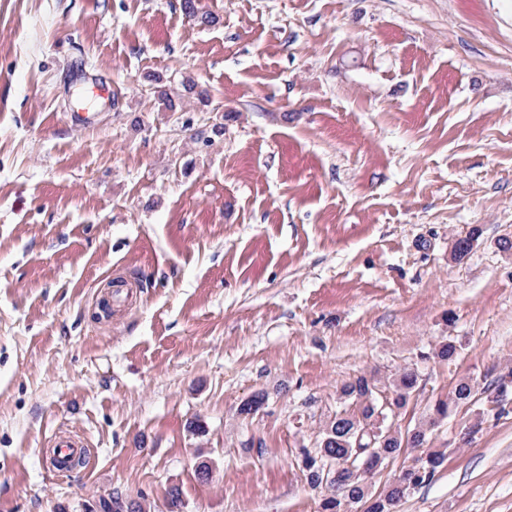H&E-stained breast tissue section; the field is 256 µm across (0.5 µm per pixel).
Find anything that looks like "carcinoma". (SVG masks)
I'll return each mask as SVG.
<instances>
[{"label":"carcinoma","mask_w":512,"mask_h":512,"mask_svg":"<svg viewBox=\"0 0 512 512\" xmlns=\"http://www.w3.org/2000/svg\"><path fill=\"white\" fill-rule=\"evenodd\" d=\"M476 240V232L458 238L450 258L456 263L467 259ZM418 389V373L406 368L383 388L373 376L359 375L340 389L341 409L329 418L319 432L312 448L301 449L302 465L308 481L314 486L323 484L326 466L339 464L341 470L333 483L340 491L324 497L321 512H346V503H363L365 512H392L395 505L410 491L432 480L445 462L442 450H433L414 460L398 478L377 496L368 495L365 478L359 474L362 464L370 472L385 468L407 448H421L426 443V429L415 427L402 435L396 427V418L408 406ZM474 384L462 379L449 396L438 398L430 408L429 424L434 425L448 417V412L471 401ZM100 512H143L135 500L120 496L103 498Z\"/></svg>","instance_id":"cac0c4a2"}]
</instances>
